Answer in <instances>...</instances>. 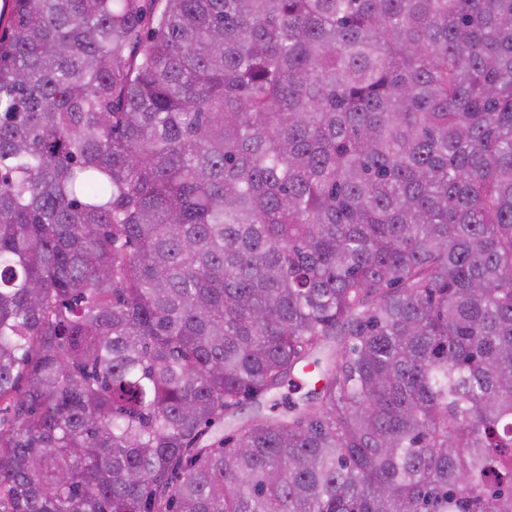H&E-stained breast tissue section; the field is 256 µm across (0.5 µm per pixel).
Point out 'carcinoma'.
<instances>
[{
    "mask_svg": "<svg viewBox=\"0 0 512 512\" xmlns=\"http://www.w3.org/2000/svg\"><path fill=\"white\" fill-rule=\"evenodd\" d=\"M8 2L0 512H512V0Z\"/></svg>",
    "mask_w": 512,
    "mask_h": 512,
    "instance_id": "carcinoma-1",
    "label": "carcinoma"
}]
</instances>
